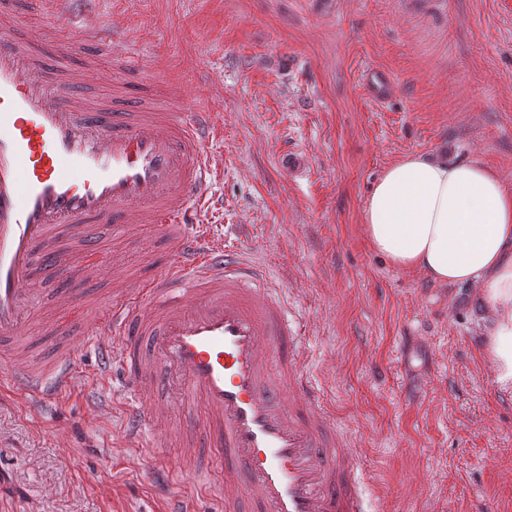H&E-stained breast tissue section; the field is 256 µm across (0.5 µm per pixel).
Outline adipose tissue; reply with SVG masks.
Returning a JSON list of instances; mask_svg holds the SVG:
<instances>
[{
  "mask_svg": "<svg viewBox=\"0 0 512 512\" xmlns=\"http://www.w3.org/2000/svg\"><path fill=\"white\" fill-rule=\"evenodd\" d=\"M361 222L371 248L396 268L440 288L472 287L485 361L512 396V188L475 161L409 154L378 179Z\"/></svg>",
  "mask_w": 512,
  "mask_h": 512,
  "instance_id": "obj_1",
  "label": "adipose tissue"
}]
</instances>
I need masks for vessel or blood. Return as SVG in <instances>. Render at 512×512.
Instances as JSON below:
<instances>
[{"instance_id":"1","label":"vessel or blood","mask_w":512,"mask_h":512,"mask_svg":"<svg viewBox=\"0 0 512 512\" xmlns=\"http://www.w3.org/2000/svg\"><path fill=\"white\" fill-rule=\"evenodd\" d=\"M83 36L112 61L110 97L92 100L64 61L71 30L22 29L14 0H0V392L19 381L32 399L71 391L69 356L34 361L17 345L46 280L96 278L108 227L145 225L165 236L162 271L101 299L83 328L104 366L123 377L126 437L166 434V392L181 412L180 443L224 470L222 512H368L357 449L318 402L302 323L282 288L249 257L214 238L205 217L221 175L208 144L218 118L201 109L151 107L153 83L126 96L138 58L120 24L82 19ZM369 97H392L391 78L368 70Z\"/></svg>"}]
</instances>
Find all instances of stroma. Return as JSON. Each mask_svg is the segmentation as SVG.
Returning a JSON list of instances; mask_svg holds the SVG:
<instances>
[{"label":"stroma","mask_w":512,"mask_h":512,"mask_svg":"<svg viewBox=\"0 0 512 512\" xmlns=\"http://www.w3.org/2000/svg\"><path fill=\"white\" fill-rule=\"evenodd\" d=\"M93 0L133 31L159 97L217 113L222 166L208 216L264 264L304 325L299 339L325 407L361 452L376 512H512V397L497 390L467 286L393 267L360 222L385 168L446 151L512 185V0ZM378 68L386 103L360 84ZM305 160L301 174L280 164ZM167 243L145 229L93 281H66L59 308L80 387L59 401L0 397V512H166L202 496L176 433L158 478L128 447L127 408L81 328L115 291L112 266L158 275Z\"/></svg>","instance_id":"35a3bbf8"}]
</instances>
